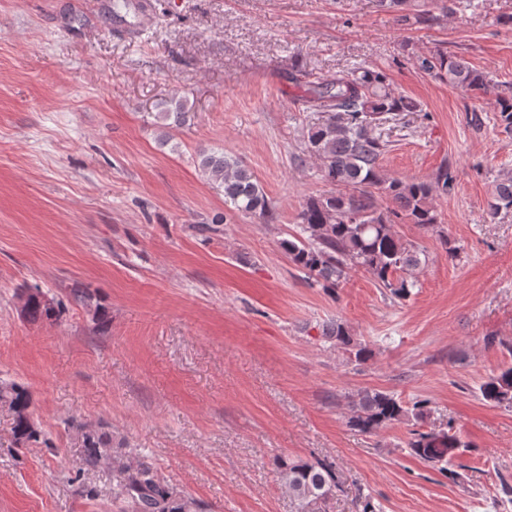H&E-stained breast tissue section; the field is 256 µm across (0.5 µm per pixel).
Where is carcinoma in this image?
I'll use <instances>...</instances> for the list:
<instances>
[{
  "mask_svg": "<svg viewBox=\"0 0 512 512\" xmlns=\"http://www.w3.org/2000/svg\"><path fill=\"white\" fill-rule=\"evenodd\" d=\"M418 69L428 75L448 80V84L470 91L484 88L489 79L463 58L440 49L416 56ZM303 84L304 110L319 114L318 122L307 131L306 151L320 161L323 179L334 190L310 197L298 213L293 239L284 242L293 264L314 286L336 292L347 270L358 267L370 273L398 298H406L417 281L408 276L420 266L418 251L404 242L395 231L397 224H415L428 230L438 223L433 205L434 193L448 195L455 190L456 176L450 166L438 169L433 180L424 181L388 177L381 170V159L390 142L374 129L389 114L415 112L417 105L394 93L386 74L374 68L358 66L343 71L331 82L309 72L294 78ZM503 86L508 94L498 100V112L505 129L512 128V83ZM157 117L176 126L187 120L185 104L172 97L161 103ZM199 168L210 180L224 187V199L240 213L271 215L269 201L253 172L234 156L202 151ZM384 199L388 205L378 203ZM512 212V175L503 174L496 181L489 215L496 219ZM61 303L46 299L39 287L27 295L23 315L31 322L58 318ZM325 336L336 347L355 350L358 361L367 360L371 351L355 344L343 324L326 326ZM479 391L483 399L512 408V365L502 368L484 381ZM32 396L17 382L0 383V407L13 418L15 443L26 446L48 444L43 431L29 419ZM424 416L423 403L408 412L395 396L365 390L353 402L348 424L365 433L377 432L409 417ZM81 435L83 462L96 468L112 464L117 473L116 497L128 501L132 512H204V505L165 484L154 470L117 454L112 437L87 424L77 423ZM471 444L445 431L414 430L407 442L409 453L439 467L451 479L460 449ZM283 485L297 502L298 512H310V505L333 496L338 487L336 469L315 461H283L279 465Z\"/></svg>",
  "mask_w": 512,
  "mask_h": 512,
  "instance_id": "obj_1",
  "label": "carcinoma"
}]
</instances>
